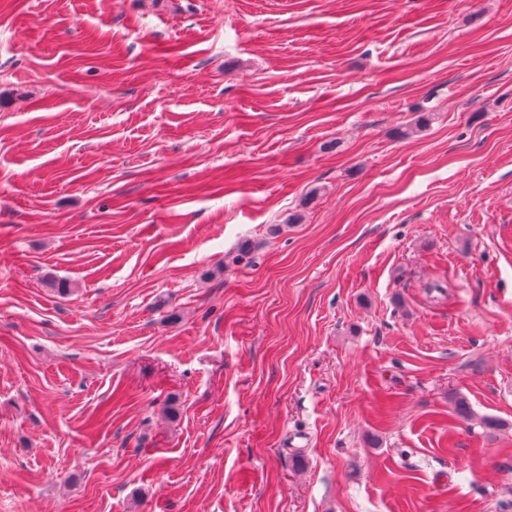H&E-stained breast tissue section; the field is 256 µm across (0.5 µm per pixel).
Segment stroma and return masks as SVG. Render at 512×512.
I'll return each mask as SVG.
<instances>
[{
  "instance_id": "stroma-1",
  "label": "stroma",
  "mask_w": 512,
  "mask_h": 512,
  "mask_svg": "<svg viewBox=\"0 0 512 512\" xmlns=\"http://www.w3.org/2000/svg\"><path fill=\"white\" fill-rule=\"evenodd\" d=\"M0 474L512 512V0H0Z\"/></svg>"
}]
</instances>
